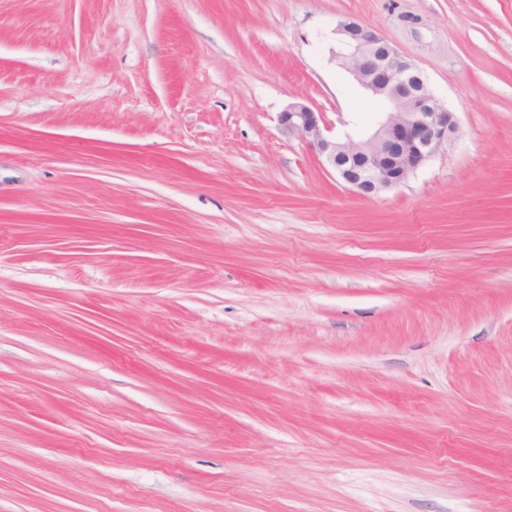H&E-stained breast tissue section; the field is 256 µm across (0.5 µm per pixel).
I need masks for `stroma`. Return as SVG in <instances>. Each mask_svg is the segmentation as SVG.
I'll return each instance as SVG.
<instances>
[{
    "label": "stroma",
    "instance_id": "1",
    "mask_svg": "<svg viewBox=\"0 0 512 512\" xmlns=\"http://www.w3.org/2000/svg\"><path fill=\"white\" fill-rule=\"evenodd\" d=\"M346 17L459 124L370 198ZM0 512H512V0H0Z\"/></svg>",
    "mask_w": 512,
    "mask_h": 512
}]
</instances>
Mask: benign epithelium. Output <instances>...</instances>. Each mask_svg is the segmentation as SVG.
<instances>
[{
  "label": "benign epithelium",
  "mask_w": 512,
  "mask_h": 512,
  "mask_svg": "<svg viewBox=\"0 0 512 512\" xmlns=\"http://www.w3.org/2000/svg\"><path fill=\"white\" fill-rule=\"evenodd\" d=\"M335 34L339 65L387 110L362 138L329 136L320 113L300 101L279 113V127L305 142L356 193L378 195L405 183L455 139L458 121L416 66L373 29L346 17L336 23Z\"/></svg>",
  "instance_id": "1"
}]
</instances>
